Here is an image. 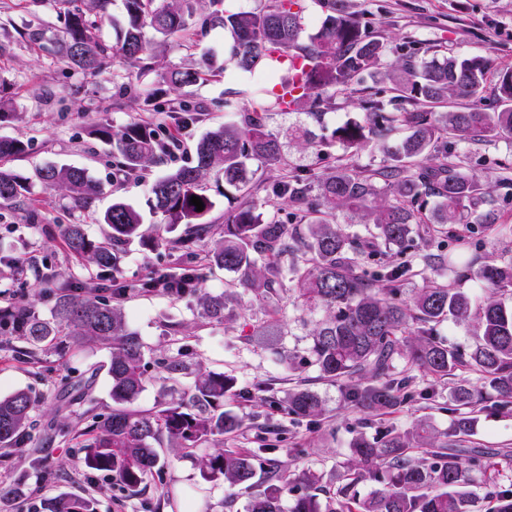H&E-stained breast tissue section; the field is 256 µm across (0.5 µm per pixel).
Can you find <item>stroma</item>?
<instances>
[{
	"instance_id": "1",
	"label": "stroma",
	"mask_w": 512,
	"mask_h": 512,
	"mask_svg": "<svg viewBox=\"0 0 512 512\" xmlns=\"http://www.w3.org/2000/svg\"><path fill=\"white\" fill-rule=\"evenodd\" d=\"M347 4L373 35L388 43L392 53L410 46L445 56L480 55L497 70L512 67V0H347ZM31 26L41 28L44 37H57L62 26L57 0H43L35 12L20 0H0V96L10 100L13 112L12 117L0 122V138L19 139L26 144L25 152L8 161L7 166L31 178L48 163L83 167L101 183L103 191L89 213L75 207L63 192L44 188L38 182L23 204L0 207V286L11 289L18 302L33 304L45 316L50 314L61 286L99 285L106 298L112 295V285L131 287L122 306L129 328L146 346V383L137 407L149 409L171 399V392L160 387L164 371L159 360L186 353L201 369L231 374L237 389L254 393L250 400L234 397L224 403L225 409L237 413L244 422L239 434L230 438V446L255 449L269 430H282L308 450L298 459L280 454L282 473L294 478L308 467L321 475L328 488L340 486L349 458L348 443L358 428L360 413L348 403L345 385L320 379L312 366L291 373L281 364L282 357L306 354L312 323L305 321L289 298L270 307L242 288L233 274L206 260L213 240L224 232L225 217L241 202L239 192L207 180V193L214 202L208 216L212 231L209 238L197 242L192 249L182 250L174 240L183 235V227H163L160 214L147 205L152 185L163 175V168L127 174L108 145L90 134L100 122L109 123L117 131L131 121L147 119L153 123L158 140L167 142L170 131L177 130L174 108L187 100L201 108L202 114L196 124L179 130L180 147L172 164H193L196 141L226 119L223 110L213 108V100L237 91L241 94L240 110H248L249 94L263 87V76L227 67L223 29H208L191 48L179 37L163 40L149 30L145 37L157 55V66H183L205 53L222 75L178 92L161 91L146 105L134 93L117 97L111 71L95 77L63 73L50 57L23 38V31ZM379 81L378 73L365 74L358 94L349 99L337 98L335 109L328 111L319 124L304 113L269 112L267 125L282 145L283 161L259 169L250 189L267 217L284 221L293 211L290 203L272 192V185L283 170L320 175L340 161L359 170L388 164V156L373 143L357 151L335 143L319 154L297 148L290 136L291 127L297 124L327 136L336 125L362 116L360 94L377 88ZM456 160L463 169L485 180L497 224H512V186H503L498 180L501 166H512V143L499 140L482 144L463 139L457 143ZM116 200L141 213L144 237L122 248L116 269L104 273L84 268L69 255L59 227L79 223L86 226L91 238L104 239L108 227L97 223L96 217ZM335 222L365 242L360 256L363 267L372 270L407 265L401 285V298L406 302L422 287L424 278L458 282L447 266L428 264L429 255L444 253L456 265L475 271L512 254V241L498 236L497 224H461L451 234L427 235L417 229L412 234V248L400 255L376 240L373 225L362 223L352 213L337 212ZM18 255L33 261L20 275L14 274L9 264ZM191 267L203 276L210 292L229 294L223 323H211L201 317L197 296L171 298L142 288L156 274ZM19 347L18 340L0 339V396L25 389L36 398L34 435L42 437L46 426L54 425L57 436L45 448L42 458L44 468L55 471L59 478L52 483L43 482L30 458L0 451V483L21 487L24 492L22 498L0 500V512H26L29 500L63 492L92 495L97 512H244L250 491L220 479L207 481L201 475L199 461L214 451L211 442L163 466L150 478L147 488L137 492L123 487L110 474L86 469L81 444L91 418L112 411L108 352L93 346L66 351L48 348L39 352L37 363L25 364L16 355ZM88 378L93 381L92 388L78 393V384ZM454 380L474 384L478 376L461 370ZM451 381L417 373V386L426 390V397L407 401L394 413L374 415L370 419L372 429L406 428L420 419L447 428L451 420L446 410ZM297 386L321 397L324 412L317 426L287 414L285 397L289 389ZM477 420L471 445L483 450L488 464L478 473V482H512V465L496 454L497 449L512 448V415L482 412Z\"/></svg>"
}]
</instances>
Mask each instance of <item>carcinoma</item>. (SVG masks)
Instances as JSON below:
<instances>
[{"mask_svg": "<svg viewBox=\"0 0 512 512\" xmlns=\"http://www.w3.org/2000/svg\"><path fill=\"white\" fill-rule=\"evenodd\" d=\"M63 30L49 54L64 70L96 75L107 65L113 77L123 79L120 67L138 66L140 76L155 71L153 55L145 40L150 29L165 39L196 30V25H218L231 39L229 64L254 73L263 71L270 87L261 89L267 99L237 123H226L203 135L195 146V164L169 169L152 188L150 206L168 226L183 224L179 240L190 248L211 231L206 218L214 207L202 187L211 171L221 174L224 185L242 193L243 202L224 224V236L214 242L210 262L239 275V282L254 295L277 304L285 282L291 283L297 308L322 313L313 321L309 361L319 377L346 383V399L360 411L387 412L413 396V371L439 378L454 375L461 367L479 373L481 385L459 383L448 392L452 419L446 429L418 420L405 429L387 428L376 436L359 431L350 443L347 483L332 493L321 485V476L309 469L299 475L307 491L293 498L289 512H476L479 499L486 512H512V484L492 483L479 498L471 490L472 472L482 470V452L463 443L474 433L475 408L490 389L497 400L489 410L512 414V257L488 264L476 275L485 296L473 305L467 292L443 282L426 280L413 299H400L401 267L360 269V240L336 227V212L362 214L374 225L377 238L406 251L412 247V225L421 223L415 213L420 201L436 199L434 220L453 229L469 223V209L485 201V190L473 174L448 162L461 139L484 142L512 141V70L497 73L494 98L484 95L491 63L482 56L444 58L420 62L410 49L393 61L386 60V45L370 33L344 5V0H317L322 19L316 31L304 33V0H265L258 11H229L224 0H209L214 10L197 17L200 0H123V22L116 25V42L109 46L96 35L100 23L110 19L111 0H60ZM381 71L384 88L364 101V117L336 127L333 136L349 149L375 139L383 144L391 163L377 170H356L340 164L316 178L285 172L272 185L276 196L296 207L298 225L268 219L247 192L255 174L254 162H281V144L267 127L265 113L309 110L321 120L336 108V96L355 90L365 73ZM211 70L203 59L196 66L167 67L160 79L170 89L192 86ZM298 79L301 92L289 102L274 92L281 81ZM467 99L470 106L457 110L452 103ZM399 129L407 135L390 144ZM92 133L112 145L128 173L168 163L170 149L157 140L155 131L135 120L118 131L107 123ZM293 139L303 148H318L312 132L293 129ZM19 140H0V162L21 154ZM49 189L61 190L84 210L92 207L101 187L86 169L48 164L37 171ZM382 182L387 194L380 195ZM29 192L28 178L0 167V206L21 202ZM204 209L196 211L192 197ZM108 225L106 238H89L85 225L64 224L61 235L77 259L100 269L115 268L120 249L140 237L138 210L117 200L99 218ZM293 255L285 266L280 258ZM178 296L197 295L201 316L211 323L224 322L226 297L211 294L200 278L188 276L175 287ZM452 319L470 322L473 342L465 349L438 338L436 327ZM0 335L27 345L33 355L57 343L96 345L109 350L108 375L115 408L96 422L95 433L84 445V466L112 474L127 488L147 485L160 460L159 450L175 457L203 443L220 442L242 427L239 417L224 410V400L234 392L235 378L222 372H198L179 398L158 409H139L135 402L145 389V345L127 325L121 306L90 288L76 294L59 289L50 316H41L31 305H18L0 313ZM405 361L395 370L394 359ZM189 369L181 358L164 362L166 379L174 380ZM359 378L364 385L351 386ZM36 400L19 389L0 397V447L29 451L34 441L32 413ZM288 413L316 423L323 415L322 401L307 388L288 391ZM305 454L303 448H281L269 441L256 450L218 448L201 458L206 479L224 478L231 485H255L254 458L265 459L263 490L251 496L245 512H283L281 500L289 489L278 470L277 456ZM364 481L384 487L361 497L354 486ZM41 512H97L91 497L55 496L43 500Z\"/></svg>", "mask_w": 512, "mask_h": 512, "instance_id": "obj_1", "label": "carcinoma"}]
</instances>
